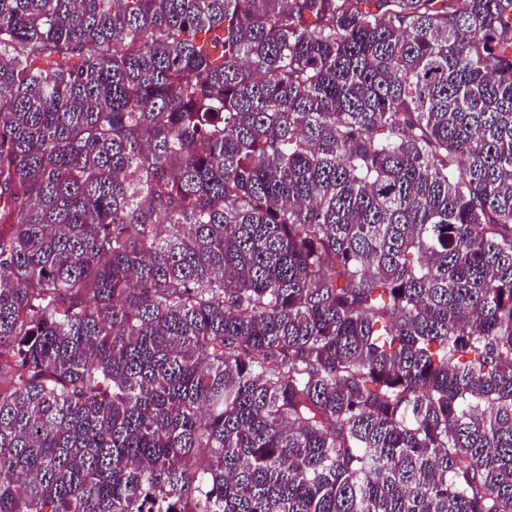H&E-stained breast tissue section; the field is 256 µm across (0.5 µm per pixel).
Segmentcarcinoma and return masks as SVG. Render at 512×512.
Returning a JSON list of instances; mask_svg holds the SVG:
<instances>
[{"label": "carcinoma", "instance_id": "1", "mask_svg": "<svg viewBox=\"0 0 512 512\" xmlns=\"http://www.w3.org/2000/svg\"><path fill=\"white\" fill-rule=\"evenodd\" d=\"M5 367L0 512H512V0H0Z\"/></svg>", "mask_w": 512, "mask_h": 512}]
</instances>
